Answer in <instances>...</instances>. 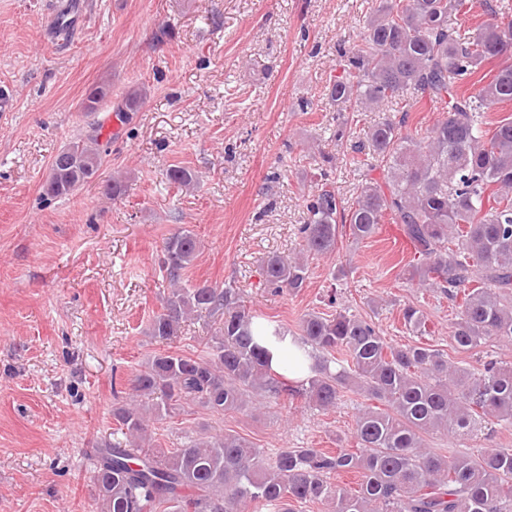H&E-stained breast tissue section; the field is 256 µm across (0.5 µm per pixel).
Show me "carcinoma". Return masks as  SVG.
Masks as SVG:
<instances>
[{
	"label": "carcinoma",
	"instance_id": "carcinoma-1",
	"mask_svg": "<svg viewBox=\"0 0 512 512\" xmlns=\"http://www.w3.org/2000/svg\"><path fill=\"white\" fill-rule=\"evenodd\" d=\"M471 6L379 0L359 39L340 49L343 68L330 81L336 111L384 116L353 146L351 162L363 178L351 203L322 170L299 227L303 251L323 255L336 250L344 230L359 241L381 224L400 225L413 250L408 280L440 289L455 306L457 360L428 344L394 346L373 321L344 309L304 315L296 336L261 320L231 285L181 287L199 242L178 231L164 242L169 289L149 336L170 341L190 317L219 320L218 335L207 355L160 352L131 379L129 401L112 409L125 442L97 449L99 512H244L251 503L273 512L319 503L333 512H512V448L446 456L427 442L437 433L474 436L490 421L512 425V361L473 357L480 347L512 344V118L490 119L512 102V63L487 83L476 80L474 91L463 88L485 64L512 54V5L487 0L488 19L473 34L448 26L449 15ZM141 100L140 90L130 91L116 115ZM420 106L441 118L421 133L404 132L408 113ZM105 154L97 138L69 143L51 162L47 194H72ZM168 178L187 191L197 183L182 167ZM262 275L275 292H298L308 267L273 254ZM400 316L412 332L431 335L417 305H403ZM288 351L299 365L315 360L304 378L274 363ZM348 388L379 402L359 413L350 448H283L267 459L228 433L167 450L142 446L148 411L162 418L197 405L219 416L241 410L258 391L327 410ZM347 473L358 477L356 488L337 480Z\"/></svg>",
	"mask_w": 512,
	"mask_h": 512
}]
</instances>
